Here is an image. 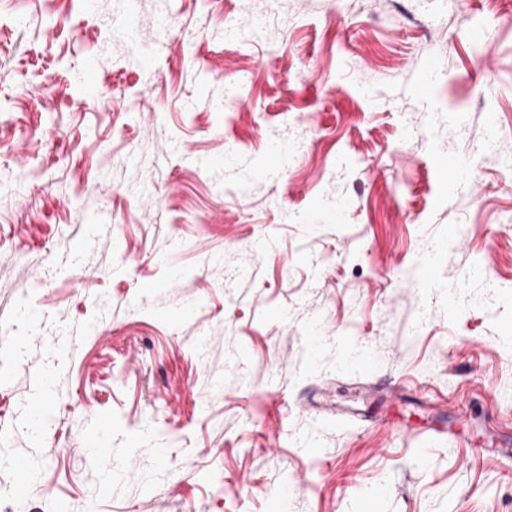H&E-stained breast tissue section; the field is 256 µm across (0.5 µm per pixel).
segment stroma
Segmentation results:
<instances>
[{
  "instance_id": "35a3bbf8",
  "label": "stroma",
  "mask_w": 512,
  "mask_h": 512,
  "mask_svg": "<svg viewBox=\"0 0 512 512\" xmlns=\"http://www.w3.org/2000/svg\"><path fill=\"white\" fill-rule=\"evenodd\" d=\"M123 9L0 0V512H512V0H136L148 68ZM431 248L442 281L488 273L456 316L419 285ZM68 324L90 333L30 426ZM103 418L134 468L108 496L85 453ZM15 468L19 479L14 486V495L19 500L26 499L32 491L35 481V468L28 456H18L15 459Z\"/></svg>"
}]
</instances>
